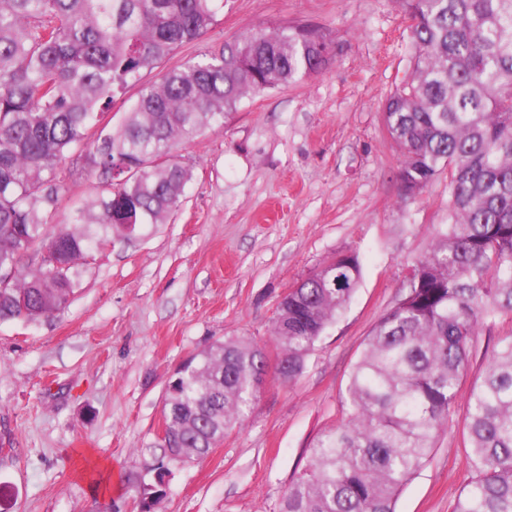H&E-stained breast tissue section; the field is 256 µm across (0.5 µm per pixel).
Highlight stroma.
Segmentation results:
<instances>
[{
	"instance_id": "1",
	"label": "stroma",
	"mask_w": 512,
	"mask_h": 512,
	"mask_svg": "<svg viewBox=\"0 0 512 512\" xmlns=\"http://www.w3.org/2000/svg\"><path fill=\"white\" fill-rule=\"evenodd\" d=\"M296 24L326 35V63L178 143L193 177L171 222L113 238L52 316L0 323V512H131L136 490L120 479L153 476L170 377L230 337L271 346L282 295L354 250L359 286L300 375L268 376L242 425L206 459L172 467L154 512H280L317 438L345 419L353 365L448 221L447 177L404 197L403 153L382 119L409 73L407 17L397 0H224L164 65ZM506 336L512 315L480 329L467 382ZM465 402L397 512H451L472 476Z\"/></svg>"
}]
</instances>
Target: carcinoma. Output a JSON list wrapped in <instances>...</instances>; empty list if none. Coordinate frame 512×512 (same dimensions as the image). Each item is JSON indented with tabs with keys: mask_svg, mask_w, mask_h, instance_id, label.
Listing matches in <instances>:
<instances>
[{
	"mask_svg": "<svg viewBox=\"0 0 512 512\" xmlns=\"http://www.w3.org/2000/svg\"><path fill=\"white\" fill-rule=\"evenodd\" d=\"M399 3L411 21L412 74L383 122L404 150V195L448 174V223L434 226L403 296L374 327L350 374L345 421L316 441L281 512H396L448 423L478 328L512 314V0ZM223 9L224 0H0V271L11 272L0 282V323L60 310L112 236L167 223L191 179L172 153L178 141L324 64L318 30L259 28L142 82ZM132 87L118 121L104 120ZM74 152L87 156L96 185L53 228ZM118 161L123 181L112 174ZM360 278L358 254H341L278 309L273 338L288 380ZM267 358L248 338L227 339L201 355L196 374L171 379L155 469L206 458L257 399L252 379ZM463 447L475 477L454 512H512V336L467 389ZM125 482L137 484L142 512L166 493Z\"/></svg>",
	"mask_w": 512,
	"mask_h": 512,
	"instance_id": "obj_1",
	"label": "carcinoma"
}]
</instances>
